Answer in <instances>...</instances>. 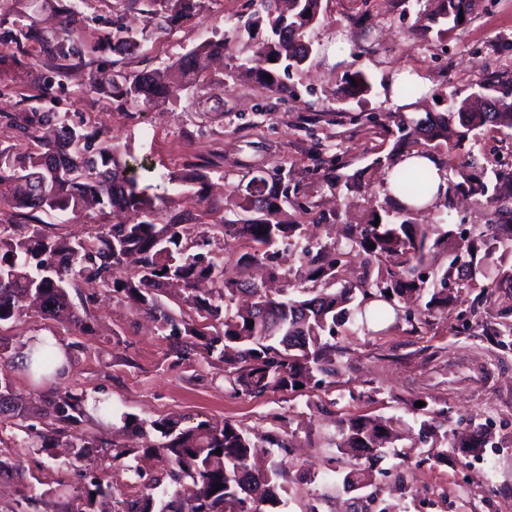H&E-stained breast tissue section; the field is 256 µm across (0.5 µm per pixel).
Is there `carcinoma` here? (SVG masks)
Segmentation results:
<instances>
[{
    "instance_id": "carcinoma-1",
    "label": "carcinoma",
    "mask_w": 512,
    "mask_h": 512,
    "mask_svg": "<svg viewBox=\"0 0 512 512\" xmlns=\"http://www.w3.org/2000/svg\"><path fill=\"white\" fill-rule=\"evenodd\" d=\"M60 0H40L41 8L63 14L50 37L33 24H20L8 31V43L22 50L36 41L41 53L54 62L56 76L63 77L73 62L83 63L80 19L74 7ZM255 8L244 22L232 24L224 33L205 40L199 47L166 67L164 71H140L94 77L92 89L112 94L144 107L166 94V80L178 78L197 87L199 57L230 52L229 37L245 31L254 41L255 53L268 67L258 71L241 62L230 77L252 79L281 97L290 89L281 74L298 69L309 60L312 48L308 34L319 21L322 0H251ZM439 10L430 15V25L419 33L427 37L432 26L462 29L469 22L477 0H439ZM201 0H167L158 15L157 28L172 31L195 17ZM464 21H459V17ZM275 61H270V58ZM17 65L33 83H43L41 72L8 52H0V66ZM474 95L487 105L472 107L469 99L451 100L447 114L426 120L396 122L399 136L387 156L395 190L408 199L388 197L391 207L364 224L349 225L347 244L301 242L299 224H285L277 215L291 201V172L281 166L273 175L253 176L237 185L225 200V210L249 217L227 218L218 225L224 239H243L246 251L239 261L263 264L270 276H280L275 264L279 251L296 249L298 267L294 280L276 295L254 283L227 275L221 253L206 254L196 248L208 244L184 233L189 217L172 214L161 220L166 199L148 195L139 187L144 174L154 167L140 161L104 138L92 144V135L68 123L45 106H32L5 119L18 137L36 142V148H0V200L16 211L82 213L86 210H120L127 220L104 224L88 240L44 233L36 226L0 224V323L23 315L72 320L90 328L70 297L81 279L99 280L122 295L138 311L150 315L159 330L175 341L180 356L199 349L224 364V380L232 391L245 397L269 392L291 394L297 386L309 392L327 391L338 383L346 367L345 348L336 336L349 333L357 316H365L371 303L373 318L383 322L388 309L398 310L411 299L414 308L404 311V320L448 314V284L460 288L507 285L511 292L499 320L481 324L482 337L507 348L512 345V235L494 233L500 223L512 222V169H488L474 158L476 131L487 126L512 129V88L500 87L494 76H484ZM456 123L453 134L448 125ZM431 159L448 157V191L434 207L422 201L430 192L431 177L423 168L402 167L411 155ZM169 182L197 184L203 196L207 175L195 168L172 173ZM495 194L487 195L488 182ZM480 197L490 211V224L467 236L457 237L448 223V210L457 195ZM378 225H373V222ZM362 258L363 271L355 282L344 278L354 257ZM181 289L180 307L189 315L177 316L161 301L168 289ZM294 289L297 295L288 293ZM391 295H386V292ZM254 325H248L249 321ZM36 356L37 372H59L54 344L43 341L27 346L20 358ZM52 422L34 423L42 414L17 402L11 387L0 382V417L18 420L26 442L48 451L59 446L68 431L90 421L87 396L67 390L51 400ZM418 431L403 417L349 415L338 420L337 450L358 461L342 476L345 493L360 492L372 485L371 472L383 449L407 440L431 443L434 458L445 461L446 447L465 456L477 453L489 442V433L475 419L448 420V409L410 405ZM123 429L144 436L151 430L155 440L136 448H119L93 436H76L67 442L72 462L100 455L121 464L134 482L145 476L140 461L156 458L163 464L172 488L143 485L141 494L118 501L117 512H279L284 487L281 471L267 463L268 449L288 448L286 436L272 431L254 441L248 432L226 421L208 419L193 425L171 415L147 423L133 415L122 418ZM221 454H216V450ZM220 490H215V485ZM114 497L103 473L92 472L74 495L76 512H98L97 503ZM42 495L31 487L20 495L12 512H40Z\"/></svg>"
}]
</instances>
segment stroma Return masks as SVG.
<instances>
[{
    "label": "stroma",
    "instance_id": "1",
    "mask_svg": "<svg viewBox=\"0 0 512 512\" xmlns=\"http://www.w3.org/2000/svg\"><path fill=\"white\" fill-rule=\"evenodd\" d=\"M71 3L83 17L82 39L93 48L87 64L66 78H54L47 92L21 80L14 68L0 67V113L18 112L29 99L46 96L52 111L111 137L122 150L152 164L153 175L142 182L148 194L166 196L168 210L190 212L189 237L208 232L213 248L222 252L226 272L247 281L260 280L262 270L240 268L243 242H223L215 227L232 187L285 166L292 171L295 203L281 219L309 223L301 203L329 209L345 192L341 186L329 189L323 165L312 160L311 148L318 142L326 155L342 161L343 174H358L353 205L340 218L364 223L369 209L386 202L382 175L371 167L376 157L388 153L390 115L400 109L384 95L386 81L406 72L423 84L428 95L414 107L421 114L446 111L448 98L468 97L483 75L512 81V0H479L465 29L423 41L406 36L416 20L414 0H370L366 6L360 0H322L321 21L311 31V58L287 79L290 97L228 77L222 90L177 88L160 105L143 109L88 90L91 77L103 66L128 73L164 69L223 33L226 19H246L250 0H203L196 19L169 33L157 30L145 0ZM365 9L371 14L366 23L359 19ZM17 21L35 22L47 35L58 27L57 17L41 12L37 0H0V37ZM119 26L136 29L140 47L135 53L115 51L111 33ZM356 74L370 82V92L339 95L346 77ZM191 165L207 172L208 202L198 200L194 186L162 179ZM114 221L109 211L55 214L46 216L43 229L87 238ZM93 293L87 310L92 332L34 315L0 324V336L11 345L47 338L69 356L68 372L37 381L20 357L1 355L0 378L9 380L14 393L34 402L64 389L105 398L112 402L115 421L127 414L149 421L179 414L191 422L227 420L256 433L291 432L293 448H275L269 456L280 466L287 490L281 512H308L313 505L320 512H353L356 500L337 484L352 463L331 442L333 418L400 415L411 400L429 397L452 417H475L497 445L486 450L479 471L474 457L457 452L440 464L430 459L426 447L386 449L374 467L375 486L387 488L400 472L406 487L390 498L389 512H512V349L459 332L454 317L411 323L392 317L372 329H357L339 338L348 349V367L336 388L250 398L234 394L224 381L223 364L203 352L177 359L170 340L122 296L98 287ZM0 458L20 465L18 475L0 477V512H8L26 482L42 495V512H67L70 497L63 494V485L82 486L88 471L108 469L120 491L130 483L123 469L107 468L100 457L72 466L61 449L30 448L9 432L0 434Z\"/></svg>",
    "mask_w": 512,
    "mask_h": 512
}]
</instances>
